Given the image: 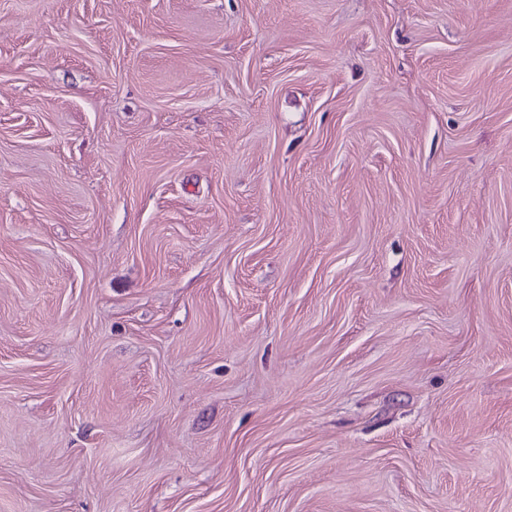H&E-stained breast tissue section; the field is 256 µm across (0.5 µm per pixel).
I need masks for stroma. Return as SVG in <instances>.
Wrapping results in <instances>:
<instances>
[{"instance_id": "stroma-1", "label": "stroma", "mask_w": 512, "mask_h": 512, "mask_svg": "<svg viewBox=\"0 0 512 512\" xmlns=\"http://www.w3.org/2000/svg\"><path fill=\"white\" fill-rule=\"evenodd\" d=\"M0 512H512V0H0Z\"/></svg>"}]
</instances>
